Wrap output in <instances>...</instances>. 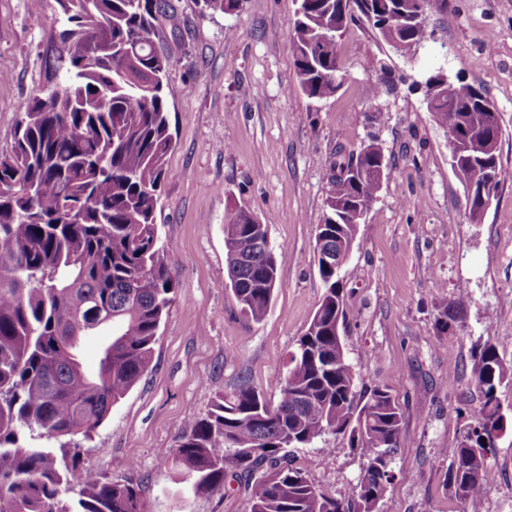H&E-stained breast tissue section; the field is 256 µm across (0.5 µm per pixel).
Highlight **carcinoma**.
<instances>
[{
  "mask_svg": "<svg viewBox=\"0 0 512 512\" xmlns=\"http://www.w3.org/2000/svg\"><path fill=\"white\" fill-rule=\"evenodd\" d=\"M56 26L46 50L47 82L27 102L12 151L0 155V512H145L132 477L114 479L76 459L78 438L90 437L112 407L151 369L161 323L177 282L160 243L156 211L173 149L165 88L174 53L156 49L159 18L170 0H56ZM289 30L297 88L308 98L335 94L344 81L336 35L359 13L390 46L409 54L425 40L418 14L433 0H296ZM213 13L232 15L238 0H204ZM427 110L448 129L450 160L467 163L460 179L480 196L481 179L500 184L501 116L488 111L481 86L456 83L427 97ZM390 176L379 144L339 148L327 166L329 194L315 241L342 252L355 240L356 215L379 192L378 170ZM227 280L241 310L258 320L278 284L267 225L246 207L224 225ZM322 301L297 340L277 382L272 404L242 377L193 421L174 450V462L198 494L224 489L228 471L252 479L250 512H376L385 495L359 480L354 501L317 486L285 457L287 448L325 435L349 434L367 466L394 477L403 412L385 388L355 404V374L336 318L344 315L340 272L317 262ZM470 304L460 293L445 305L454 320ZM109 328L112 342L97 371L80 362L82 337ZM483 402L465 428L447 481L457 499L474 502L492 470L481 431L503 430L497 389L505 378L496 346L474 358ZM74 492L73 505L61 493Z\"/></svg>",
  "mask_w": 512,
  "mask_h": 512,
  "instance_id": "obj_1",
  "label": "carcinoma"
}]
</instances>
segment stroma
I'll list each match as a JSON object with an SVG mask.
<instances>
[{"instance_id":"obj_1","label":"stroma","mask_w":512,"mask_h":512,"mask_svg":"<svg viewBox=\"0 0 512 512\" xmlns=\"http://www.w3.org/2000/svg\"><path fill=\"white\" fill-rule=\"evenodd\" d=\"M159 43L175 62L168 90L175 146L157 208L159 235L177 281L154 346L152 369L116 405L80 464L142 480L147 512H250L234 477L197 495L173 462L189 424L240 377L268 401L324 293L314 263L315 227L329 191L326 165L338 145L378 137L391 164L343 269L342 336L357 401L387 388L404 413L392 456L395 478L378 512H512V178L501 182L481 223H471L448 157L445 128L414 83L440 69L483 87L502 117L501 162L512 171V0H437L432 36L395 53L361 18L338 43L346 80L332 97L296 88L289 42L293 0H246L241 13L172 0ZM55 0H0V154L10 151L27 101L46 82ZM268 226L279 284L261 319L225 289L224 225L233 208ZM469 295L449 328L446 304ZM493 342L508 375L497 396L506 419L488 461L496 479L477 502L446 481L481 394L473 357ZM332 495L351 499L366 466L348 436L328 435L289 454Z\"/></svg>"}]
</instances>
